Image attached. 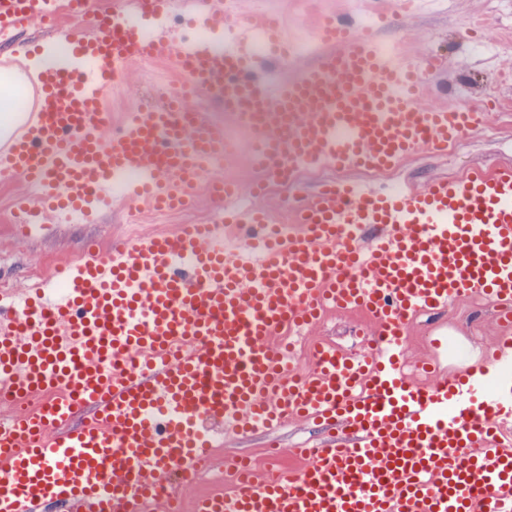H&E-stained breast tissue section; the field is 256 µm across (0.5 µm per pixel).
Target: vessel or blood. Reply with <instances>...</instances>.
<instances>
[{
    "instance_id": "vessel-or-blood-1",
    "label": "vessel or blood",
    "mask_w": 512,
    "mask_h": 512,
    "mask_svg": "<svg viewBox=\"0 0 512 512\" xmlns=\"http://www.w3.org/2000/svg\"><path fill=\"white\" fill-rule=\"evenodd\" d=\"M91 13L86 33L61 23L62 3ZM231 47L186 39L145 21L173 0H0V46L21 28L46 27L66 53L30 78V99L0 137V174L38 183L19 197L20 224H73L111 202L194 207L203 161L224 148V129L192 106L223 104L254 136V168L285 177L320 165L391 168L419 150L483 128L487 100L424 102L440 57L384 50L372 28L333 14L303 33L323 49L279 89L261 76L249 33L267 34L271 63L291 43L279 23L241 0H193ZM140 57L172 62L179 83L159 107L134 105L114 127L106 97ZM296 229L259 241L225 240L228 224H261L240 210L210 227L146 234L106 255L62 264L61 291L41 287L0 305V512H150L170 505L173 476L188 479L207 456L212 424L271 432L291 418L322 419L335 438L311 449L296 475L245 473L237 491L196 512H512V166L461 179L434 178L395 192L332 186L302 201ZM475 294L493 302L500 332L490 370L439 374L416 384L406 370L405 328ZM371 319L358 358L323 343L313 370L284 376L272 341L320 322L324 307ZM139 368H124L127 359ZM41 392L38 413H18Z\"/></svg>"
}]
</instances>
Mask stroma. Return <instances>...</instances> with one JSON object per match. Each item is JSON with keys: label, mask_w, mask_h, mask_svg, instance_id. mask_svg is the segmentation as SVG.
<instances>
[{"label": "stroma", "mask_w": 512, "mask_h": 512, "mask_svg": "<svg viewBox=\"0 0 512 512\" xmlns=\"http://www.w3.org/2000/svg\"><path fill=\"white\" fill-rule=\"evenodd\" d=\"M508 8L511 7L506 0H427L411 24L420 48L442 57L449 65L448 75L441 78L436 93L453 96L467 104L483 94L486 84L491 83L500 95H507L498 70L505 65L512 66V52L494 57L477 53L474 40L461 37L459 29L463 21L477 17L485 25L483 38L512 37V22L505 17ZM506 121L512 122V110L491 117L481 131L463 136L452 154L420 151L403 164L404 177L421 183L459 170L512 164V132L502 127ZM22 189L21 181L0 177V276L8 277L12 288L24 289L30 282L28 269L41 265L50 256L75 258L94 241L105 238L114 246L126 239L120 227L128 209L121 202L116 203L114 209L98 212L92 222L46 224L29 237H16L10 217ZM371 329L367 320L350 312L338 311L325 316L319 325L293 335L294 363L300 370H308L316 345L324 340L345 351L361 353ZM496 336L494 306L483 300L465 298L444 311L420 315L410 324L407 361L413 364L434 357L446 371L481 368L486 364L485 353ZM332 435L331 427L299 420L288 421L271 435L225 433L221 438L222 451L214 456L205 480L188 482L181 496L191 504L208 487L216 492H232L235 487L232 467L243 455L250 456L260 475L271 469L300 470L303 462L291 455V448L306 442L320 443L331 439Z\"/></svg>", "instance_id": "35a3bbf8"}]
</instances>
